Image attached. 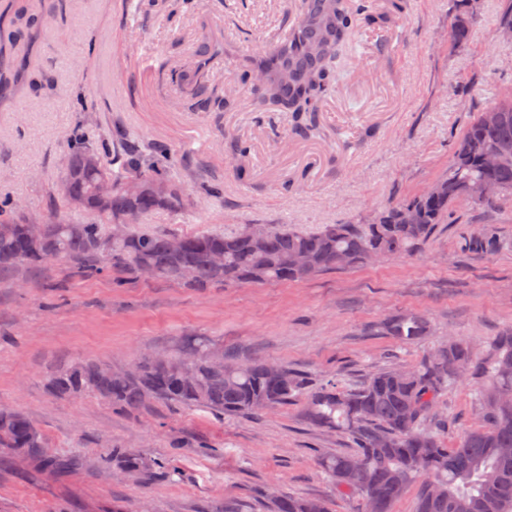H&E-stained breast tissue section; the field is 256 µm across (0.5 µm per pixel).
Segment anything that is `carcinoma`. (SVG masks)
<instances>
[{
    "label": "carcinoma",
    "mask_w": 512,
    "mask_h": 512,
    "mask_svg": "<svg viewBox=\"0 0 512 512\" xmlns=\"http://www.w3.org/2000/svg\"><path fill=\"white\" fill-rule=\"evenodd\" d=\"M351 23L349 0H305L288 40L258 49L263 60L251 61L249 78L257 96L294 113L299 131L307 128L331 84L333 63ZM489 112L495 119L486 118ZM488 153L498 157L493 169L484 165ZM87 155L86 149L70 152L63 175L64 199L84 212L85 222L57 212L44 225L43 236L33 240L29 215L0 204V272L63 262L83 277L108 269L136 277L148 267L155 277L187 288L298 282L382 257L412 255L461 193H473L487 180L512 194V97L490 103L455 142L448 172L438 180V195L392 202L371 224H325L309 233L264 225L259 249L238 231L177 237L144 228L148 214L181 207L179 192L171 187L165 197L156 196L152 186L160 180L130 153L117 172L107 152L97 153L95 165ZM408 208L416 212L414 224L400 221L399 213ZM132 210L140 215L138 223L113 236V224ZM175 237L182 241L177 250L171 247ZM298 254L308 259L304 269L291 264ZM217 255L224 256V264L214 263ZM383 330L398 342L413 344L431 335L432 324L420 313L407 312L387 319ZM212 349L207 340L195 338L178 357L146 355L126 370L86 361L56 371L49 384L58 396L90 394L118 408L160 400L228 416H258L301 399L311 425L352 439L349 452H321L317 465L337 494L353 503V512H392L413 488L415 512H512V454L503 452L512 448V326L499 331L483 355L473 354L472 344L457 337L452 346L438 344L411 369L383 368L344 389L334 383L315 386L283 365L276 379L262 360L226 358L214 366L207 361ZM190 355L196 375L187 379L180 367ZM464 378L476 385L482 425L450 448L437 432L446 421L438 407L448 388ZM0 448L59 469L80 463L76 457L59 461L49 456L38 429L17 410L0 409ZM112 465L140 476L161 468L159 462L118 448L112 450ZM262 496L273 512H328L326 502L317 498L282 492Z\"/></svg>",
    "instance_id": "cac0c4a2"
}]
</instances>
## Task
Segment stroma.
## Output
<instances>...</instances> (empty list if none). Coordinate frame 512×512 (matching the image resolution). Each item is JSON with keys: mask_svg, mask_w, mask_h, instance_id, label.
I'll list each match as a JSON object with an SVG mask.
<instances>
[{"mask_svg": "<svg viewBox=\"0 0 512 512\" xmlns=\"http://www.w3.org/2000/svg\"><path fill=\"white\" fill-rule=\"evenodd\" d=\"M0 30L31 52L25 79L0 95V201L39 215L70 211L60 192L79 147L135 151L180 190L184 207L158 210L146 228L214 233L238 224H365L391 202L419 195L448 169L451 148L498 92L512 86V39L500 32L512 0H409L387 27L354 33L317 128L294 133L291 113L259 105L242 66L278 43L302 0H14ZM469 29L455 39L451 25ZM224 63L206 86L184 87L180 67ZM232 96L222 111L212 101ZM495 245L475 244L481 229ZM427 315L434 333L403 345L381 329L394 315ZM512 325V199L493 208L462 200L418 252L329 270L297 283L195 289L156 279L69 276L55 263L0 276V408L25 413L49 453L80 457L71 471L0 448V512H269L261 491L325 500L351 512L317 465L349 451L348 435L310 425L292 402L224 417L155 401L119 411L91 395L57 397L52 372L98 360L117 369L146 354L177 355L206 338L244 362L282 363L312 383L353 386L376 370L417 365L448 337L479 350ZM441 407L455 446L480 426L475 387L450 388ZM162 462L149 480L112 467L111 449Z\"/></svg>", "mask_w": 512, "mask_h": 512, "instance_id": "obj_1", "label": "stroma"}]
</instances>
